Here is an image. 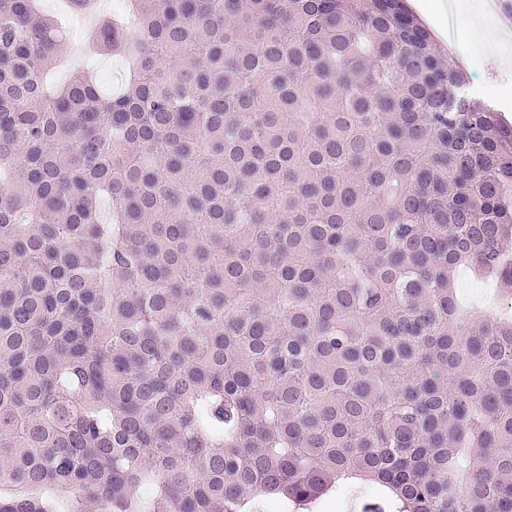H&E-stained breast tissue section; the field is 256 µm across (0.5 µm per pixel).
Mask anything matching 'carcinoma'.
I'll return each mask as SVG.
<instances>
[{"mask_svg":"<svg viewBox=\"0 0 512 512\" xmlns=\"http://www.w3.org/2000/svg\"><path fill=\"white\" fill-rule=\"evenodd\" d=\"M0 0V512H512V125L404 0ZM63 0H42L43 6L51 13L56 14L62 23L63 28L67 31V38L61 44L59 53L62 55V63L60 68L50 74L48 77L49 86L57 83L66 71L74 66L68 63V56L71 51L72 44L87 42V37L92 26L86 28L82 23L80 15L72 14L68 11L66 3L63 5ZM63 5V6H62ZM63 7V8H62ZM96 70L99 72L101 77L108 83L112 84V92L120 84V75L125 71V63L119 57H102L98 56L95 59L90 60ZM459 296L462 305L473 311H495L493 304L500 300L494 283L475 279L466 268L459 273ZM478 296L485 297L484 301ZM385 489L374 484H367L358 479L347 481V485L333 490L316 501L311 508L298 509L291 501L281 497H260L248 503L245 512H363L365 501L389 499ZM355 505V507H352Z\"/></svg>","mask_w":512,"mask_h":512,"instance_id":"cac0c4a2","label":"carcinoma"}]
</instances>
